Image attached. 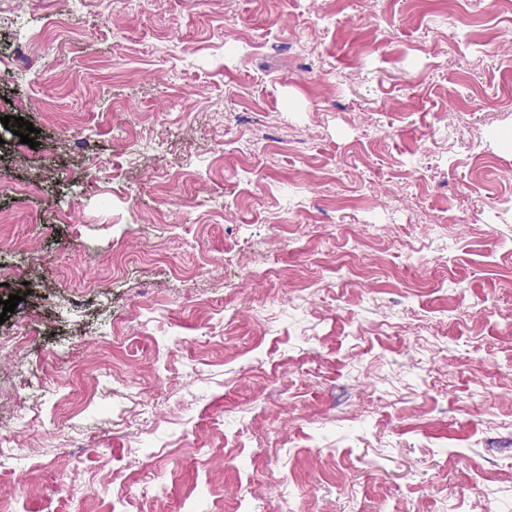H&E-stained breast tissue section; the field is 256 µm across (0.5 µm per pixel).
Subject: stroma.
Wrapping results in <instances>:
<instances>
[{
  "instance_id": "35a3bbf8",
  "label": "stroma",
  "mask_w": 512,
  "mask_h": 512,
  "mask_svg": "<svg viewBox=\"0 0 512 512\" xmlns=\"http://www.w3.org/2000/svg\"><path fill=\"white\" fill-rule=\"evenodd\" d=\"M4 115L0 512H512L511 5L0 0Z\"/></svg>"
}]
</instances>
